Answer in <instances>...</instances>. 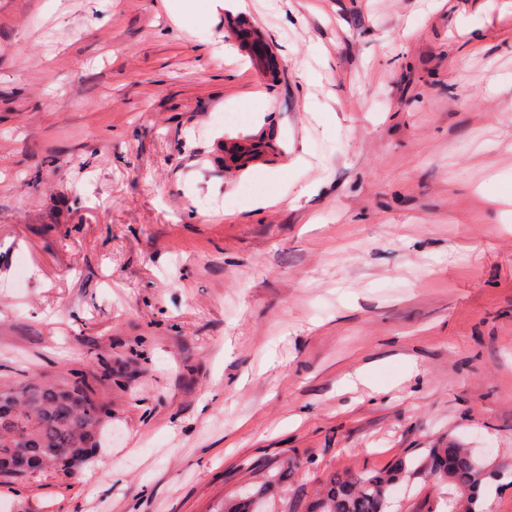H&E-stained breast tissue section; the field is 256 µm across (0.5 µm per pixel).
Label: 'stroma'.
<instances>
[{
	"label": "stroma",
	"instance_id": "1",
	"mask_svg": "<svg viewBox=\"0 0 512 512\" xmlns=\"http://www.w3.org/2000/svg\"><path fill=\"white\" fill-rule=\"evenodd\" d=\"M208 2L0 0V383L112 374L94 459L0 512H209L285 457L313 487L452 443L512 512V0H250L274 81ZM228 150V158L226 161V165L228 169L235 170L237 168V163L232 161L233 154H241V153H249L253 156H255V159L252 160L251 164L256 165L259 164L263 157V148L259 145L257 141H247V142H240L239 140L233 141L228 143L227 145Z\"/></svg>",
	"mask_w": 512,
	"mask_h": 512
}]
</instances>
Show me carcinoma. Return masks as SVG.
Listing matches in <instances>:
<instances>
[{
	"label": "carcinoma",
	"instance_id": "obj_1",
	"mask_svg": "<svg viewBox=\"0 0 512 512\" xmlns=\"http://www.w3.org/2000/svg\"><path fill=\"white\" fill-rule=\"evenodd\" d=\"M97 375L77 373L64 383L34 379L18 385H0V461L19 454L39 452L67 471L82 458V444L97 445L105 422L102 398L92 384ZM446 458L448 468L433 473L435 484L447 489L448 512H479L485 468L471 450L462 446L431 448L422 464ZM298 467L283 459L249 484L243 494L233 489L224 495L214 512H259L275 494L287 496L283 512H310V501L289 495ZM407 462L402 459L385 471L333 473L323 482L318 496L320 512H387L393 487L404 479Z\"/></svg>",
	"mask_w": 512,
	"mask_h": 512
}]
</instances>
